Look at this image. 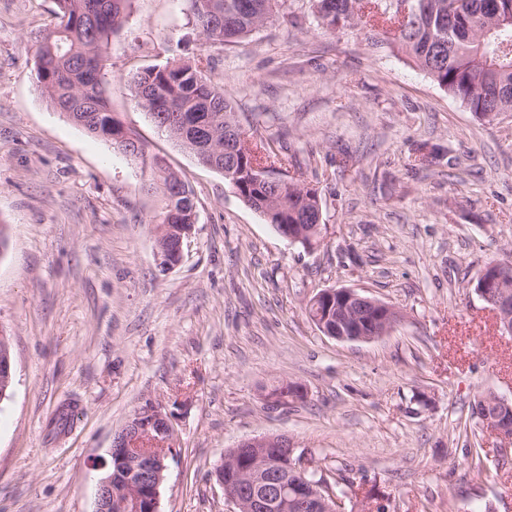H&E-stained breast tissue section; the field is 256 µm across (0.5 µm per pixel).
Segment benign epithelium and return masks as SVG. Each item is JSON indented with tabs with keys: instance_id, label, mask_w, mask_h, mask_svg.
Masks as SVG:
<instances>
[{
	"instance_id": "benign-epithelium-1",
	"label": "benign epithelium",
	"mask_w": 512,
	"mask_h": 512,
	"mask_svg": "<svg viewBox=\"0 0 512 512\" xmlns=\"http://www.w3.org/2000/svg\"><path fill=\"white\" fill-rule=\"evenodd\" d=\"M157 265L166 272L183 259L184 238L169 239L170 225L159 224ZM506 270L496 268L477 285V293L491 307L504 333L512 334V294L504 285ZM313 321L327 336L339 341H369L393 325L395 310L351 288H329L311 301ZM14 381V360L9 336L0 329V396ZM491 410L479 416L483 427L498 437L512 440V406L491 394ZM247 448H275V458L258 457L241 462L224 455L214 468L224 499L233 512H343V502L333 488L307 479L308 467L295 456L288 437L268 435L238 444ZM174 429L170 414L150 403L141 407L125 430L112 439L107 471L97 489L95 512H160V489L168 460L174 454Z\"/></svg>"
}]
</instances>
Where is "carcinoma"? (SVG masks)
I'll return each instance as SVG.
<instances>
[{
    "label": "carcinoma",
    "mask_w": 512,
    "mask_h": 512,
    "mask_svg": "<svg viewBox=\"0 0 512 512\" xmlns=\"http://www.w3.org/2000/svg\"><path fill=\"white\" fill-rule=\"evenodd\" d=\"M318 22L331 32L360 26L372 44H385L409 57L448 95L474 116L489 121L512 112V0H458L448 17V0H409L399 16L393 0H312ZM130 0H57V22L35 55L46 59L35 76L47 103L88 134L125 151L112 137L123 124L113 115L104 83L111 35L122 25ZM195 30L209 44H231L273 17L279 0H190ZM131 95L156 125L200 164L224 172L235 165V184L245 204L272 213L271 224H312L320 196L304 179L277 192L252 164L282 162L263 143L247 146L249 158L230 153L242 132L224 89L206 77L203 59L174 60L144 69L132 80ZM166 206L157 223L177 235L195 223L194 194L177 174L159 170Z\"/></svg>",
    "instance_id": "obj_1"
}]
</instances>
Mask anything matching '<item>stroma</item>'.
I'll return each mask as SVG.
<instances>
[{
	"instance_id": "stroma-1",
	"label": "stroma",
	"mask_w": 512,
	"mask_h": 512,
	"mask_svg": "<svg viewBox=\"0 0 512 512\" xmlns=\"http://www.w3.org/2000/svg\"><path fill=\"white\" fill-rule=\"evenodd\" d=\"M56 0H0V326L15 384L0 402V512H95L113 435L153 402L176 452L160 512H228L213 467L240 441L292 440L345 494L387 512H512V450L474 401H512V335L475 281L512 261V114L477 119L409 58L323 29L311 0H281L241 42L205 43L187 0H132L105 74L135 158L47 103L35 45ZM208 59L249 140L287 154L325 227L289 244L223 174L136 106L131 78ZM160 159L198 220L171 271L156 261ZM352 288L398 321L370 341L324 335L307 306ZM294 382L303 398L273 405ZM487 467L475 476V458Z\"/></svg>"
}]
</instances>
